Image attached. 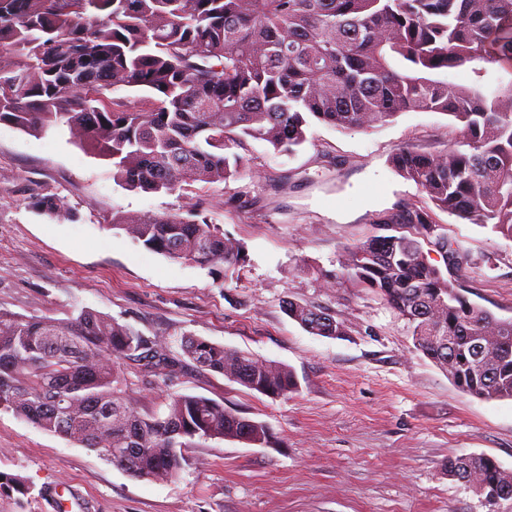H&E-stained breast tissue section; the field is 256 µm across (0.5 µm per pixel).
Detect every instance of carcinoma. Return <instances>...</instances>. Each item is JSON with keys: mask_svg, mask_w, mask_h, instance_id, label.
<instances>
[{"mask_svg": "<svg viewBox=\"0 0 512 512\" xmlns=\"http://www.w3.org/2000/svg\"><path fill=\"white\" fill-rule=\"evenodd\" d=\"M466 67L468 85L451 81ZM512 0H0V123L33 133L67 127L72 141L112 162V178L145 192H176L236 177L246 137L281 153L312 124L374 128L410 111L448 116L458 141L402 148L391 166L434 206L512 239ZM121 87L149 92L131 105ZM376 235L344 249L341 275L381 296L410 325L417 348L466 393L512 399V319L464 295L468 254L430 211L404 206ZM150 251L235 273L239 243L209 219L146 214L113 221ZM432 244L450 280L431 263ZM316 336L342 323L288 302ZM196 368L269 396L297 388L290 368L201 337L181 344ZM148 354L171 366L164 343L91 310L66 321L0 310V408L101 455L136 479L178 477L195 437L270 438L266 423L210 398L168 397L159 414L130 405L120 361ZM473 490H512L491 456L448 461ZM0 473V493L26 494Z\"/></svg>", "mask_w": 512, "mask_h": 512, "instance_id": "obj_1", "label": "carcinoma"}]
</instances>
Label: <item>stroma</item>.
<instances>
[{
  "instance_id": "35a3bbf8",
  "label": "stroma",
  "mask_w": 512,
  "mask_h": 512,
  "mask_svg": "<svg viewBox=\"0 0 512 512\" xmlns=\"http://www.w3.org/2000/svg\"><path fill=\"white\" fill-rule=\"evenodd\" d=\"M447 116L407 112L368 130L313 124L288 155L247 139L251 170L175 193L128 189L112 165L69 140L0 123V310L66 320L92 310L164 342L184 337L284 364L298 388L281 397L187 366L156 386L122 360L130 404L161 410L167 393L204 396L264 422L272 437L198 439L171 482L138 480L98 452L0 409V472L28 495L0 494V512H486L448 475L450 458L485 454L512 471V399L458 388L417 350L407 322L376 293L337 279L344 247L427 195L390 164L401 147L447 148ZM63 199L66 216L38 208ZM218 224L243 247L232 278L149 251L115 228L117 215L184 214ZM442 233L469 253L468 299L512 318V240L438 211ZM293 300L344 326L308 333L285 313Z\"/></svg>"
}]
</instances>
